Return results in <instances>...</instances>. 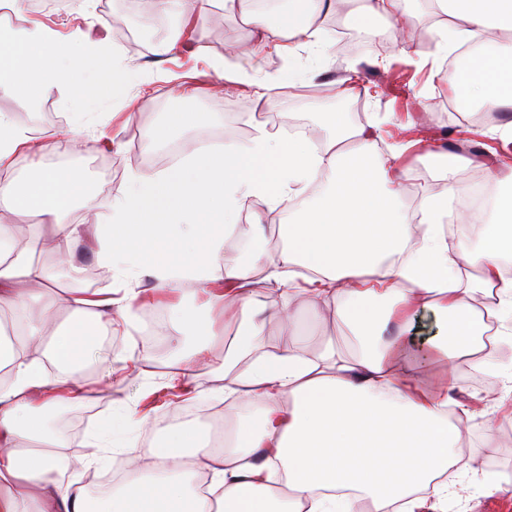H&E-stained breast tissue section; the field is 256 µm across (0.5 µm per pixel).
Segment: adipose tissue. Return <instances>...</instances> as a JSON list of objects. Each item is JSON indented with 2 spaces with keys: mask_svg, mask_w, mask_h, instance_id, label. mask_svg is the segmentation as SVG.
Returning a JSON list of instances; mask_svg holds the SVG:
<instances>
[{
  "mask_svg": "<svg viewBox=\"0 0 512 512\" xmlns=\"http://www.w3.org/2000/svg\"><path fill=\"white\" fill-rule=\"evenodd\" d=\"M275 24L251 17L262 32L261 50L295 55L298 44L319 60L329 43L317 24L331 9L362 24L393 20L395 40L418 23L403 0H290ZM442 21L433 25V55L447 60L463 44L480 41L469 68L448 76L455 99L492 113L512 110V0H434ZM104 24L62 40L38 23L15 30L0 47V90L27 108L46 88H68L90 106L102 93L125 89L126 72L107 64ZM318 136L253 125L247 141L188 151L161 172L131 173L116 190L107 224L97 225L95 260L124 285L66 295L50 285L54 275L35 262L51 252L71 274L74 249L87 230L68 215L76 200L91 201L82 171L60 165L38 170L26 184L8 178L21 152L67 143L77 147L79 127L45 131L33 140L11 116L0 113V208L24 217H53L49 234L16 238L0 221V314L23 328L0 336V512H440L455 492L450 470L476 417L455 401L454 377L418 383L399 368L406 333L418 310L437 313L444 331L438 356L456 366L469 357L489 381L501 379L502 348H512V166L489 172L498 185L481 243L449 242L443 224L466 225L464 211L448 203L464 191L461 170L472 157L427 150L439 187L411 218L401 205L404 169L400 149L382 154L373 129L350 123L345 112L316 103ZM323 189L281 225V247H265L261 199L268 212L288 206L314 184ZM252 220L240 221L243 212ZM266 211V212H267ZM221 225L204 250H195L206 223ZM244 241L236 255L224 243ZM169 242L190 248L187 261L157 262L148 271L159 291L194 282L205 318L182 302L170 309L179 321L170 341V382L190 377L200 360L235 373L224 397L236 410L233 437L216 448L192 426H147L156 448L127 459L123 480L94 495L86 481L100 472L108 442L87 439L88 452L64 454L66 437L49 425L58 407L83 402L78 368L96 355L97 338L132 324L140 303L133 269L144 246ZM479 281L460 287L461 266ZM263 272L267 300L256 307L250 285ZM346 328L348 346L326 344L307 356L292 338L300 309L320 320L328 308ZM279 323L290 343L269 349L268 325ZM233 328L232 343L224 331Z\"/></svg>",
  "mask_w": 512,
  "mask_h": 512,
  "instance_id": "adipose-tissue-1",
  "label": "adipose tissue"
}]
</instances>
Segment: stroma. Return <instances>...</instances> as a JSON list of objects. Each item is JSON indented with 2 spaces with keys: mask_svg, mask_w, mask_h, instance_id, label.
<instances>
[{
  "mask_svg": "<svg viewBox=\"0 0 512 512\" xmlns=\"http://www.w3.org/2000/svg\"><path fill=\"white\" fill-rule=\"evenodd\" d=\"M211 10L189 15L175 11L144 13L130 7L128 0H68L64 11H36L32 21L69 36L98 19L119 23L135 34V44L120 43L124 63L130 73L125 90L100 99L84 112H77L71 99L51 89L36 99L28 114L39 130L65 128L81 122L87 134L84 146L68 157V164L83 170L94 196L91 205L76 204L69 219L75 224L103 223L115 202L114 190L127 182L134 167L127 160L134 143H145L151 132L164 120L167 112L176 109L203 113L205 120L188 131L187 136L199 146L212 145V132L224 129L243 114L256 119L276 115L288 120L310 124L314 116L309 103L327 84L330 93L340 89L339 81L349 72H357L369 88L368 94L343 101L350 122L374 126L380 151L397 144L409 145L403 158L407 181L403 183L405 207H413L428 195L435 182L434 167L423 161L428 148L441 147L451 152L472 156L478 162L476 174H484V165L496 161L499 139L490 129L471 130L465 113L448 110L450 97L445 72L430 67V52L419 50L416 40L399 46L393 42H377L369 55L341 56L331 54L321 73L319 85L299 81L289 83V71L305 72L310 54L299 50L291 61L276 54H254L260 32L243 12L224 16V42L214 44L209 28ZM180 28L185 38L171 55L154 53L157 42L171 30ZM235 54H228V47ZM259 72L277 85L279 97L273 105L256 102L254 87L243 81L231 89L217 85L216 75L224 70ZM152 349L132 345L123 332H113L108 344L100 345L95 359L82 371L90 380L92 399L77 406L66 422L71 436L69 455L84 454L83 433L97 432L111 426L118 412L146 415L149 421L170 423L174 415L194 410L193 421L206 425L208 412L231 415L232 410L222 395L213 393L214 373L210 366L199 365L189 385L188 396H164L153 410H145L147 394L161 390L168 375L163 365L154 371L145 365L154 362ZM487 433L483 417H476L461 450L460 464L473 457L484 459L492 475L512 477V429H495V438L504 444L500 454H484ZM447 512H512V487L489 497L475 484H464Z\"/></svg>",
  "mask_w": 512,
  "mask_h": 512,
  "instance_id": "obj_1",
  "label": "stroma"
}]
</instances>
